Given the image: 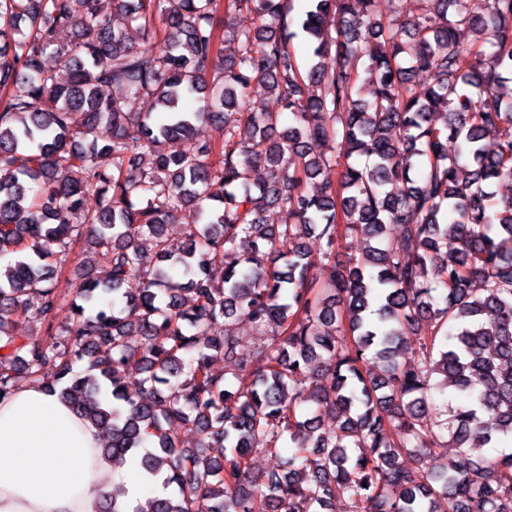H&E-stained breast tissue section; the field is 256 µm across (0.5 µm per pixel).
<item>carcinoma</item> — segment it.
<instances>
[{"instance_id":"obj_1","label":"carcinoma","mask_w":512,"mask_h":512,"mask_svg":"<svg viewBox=\"0 0 512 512\" xmlns=\"http://www.w3.org/2000/svg\"><path fill=\"white\" fill-rule=\"evenodd\" d=\"M308 2L302 68L294 0H112L110 14L0 0V255H14L0 400L25 372L98 429L112 466L140 455L167 495L133 512H326L341 497L352 512H438L447 497L512 512V453L473 459L512 436V199L494 191L512 180V0H420L419 17L386 23L379 0ZM222 13L251 22L228 29ZM421 71L433 83L418 91ZM254 81L292 125L250 100ZM203 122L222 140L198 139ZM333 166L336 182H316ZM352 236L359 255L314 278ZM241 319L265 336L259 359L216 374L210 351L234 357ZM18 320L41 338L10 333ZM437 388L455 405L437 408ZM188 425L196 448L180 445ZM438 447L457 454L428 462ZM283 449L284 473L253 472V453ZM124 495L99 512H126Z\"/></svg>"}]
</instances>
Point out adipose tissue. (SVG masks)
<instances>
[{"label":"adipose tissue","mask_w":512,"mask_h":512,"mask_svg":"<svg viewBox=\"0 0 512 512\" xmlns=\"http://www.w3.org/2000/svg\"><path fill=\"white\" fill-rule=\"evenodd\" d=\"M99 443L95 426L57 394L37 383L17 386L0 402V512H97L116 482L130 507L164 495L135 456L107 478Z\"/></svg>","instance_id":"1"}]
</instances>
